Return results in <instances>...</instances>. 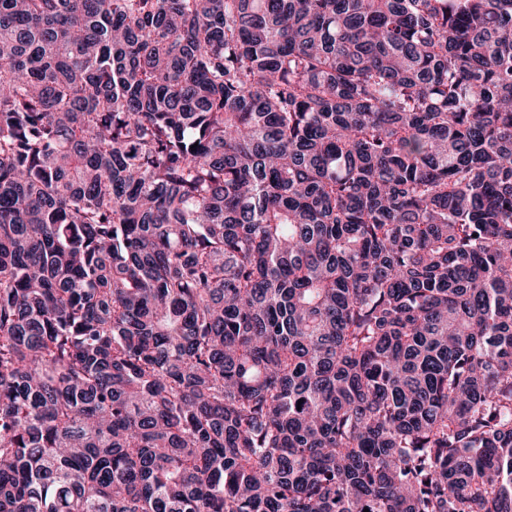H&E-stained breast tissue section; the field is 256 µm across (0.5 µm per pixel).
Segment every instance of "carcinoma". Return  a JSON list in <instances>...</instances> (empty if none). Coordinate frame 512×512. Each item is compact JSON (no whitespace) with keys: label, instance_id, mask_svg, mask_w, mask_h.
Wrapping results in <instances>:
<instances>
[{"label":"carcinoma","instance_id":"obj_1","mask_svg":"<svg viewBox=\"0 0 512 512\" xmlns=\"http://www.w3.org/2000/svg\"><path fill=\"white\" fill-rule=\"evenodd\" d=\"M366 508L512 512V0H0V512Z\"/></svg>","mask_w":512,"mask_h":512}]
</instances>
